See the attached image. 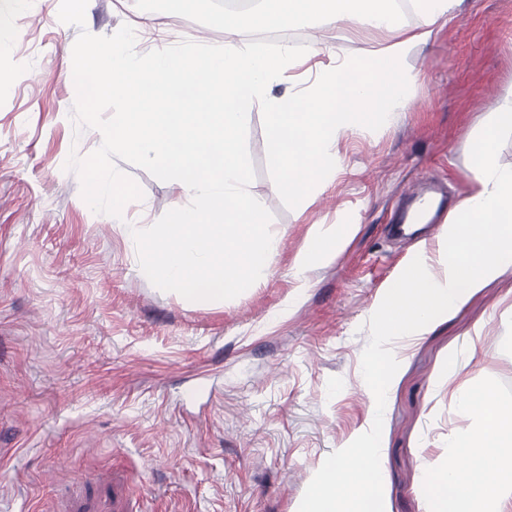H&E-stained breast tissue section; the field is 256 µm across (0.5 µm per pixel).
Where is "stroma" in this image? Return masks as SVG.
Returning a JSON list of instances; mask_svg holds the SVG:
<instances>
[{"label": "stroma", "mask_w": 512, "mask_h": 512, "mask_svg": "<svg viewBox=\"0 0 512 512\" xmlns=\"http://www.w3.org/2000/svg\"><path fill=\"white\" fill-rule=\"evenodd\" d=\"M219 0H0V512H299L348 448L376 435L380 512H428L450 439L476 423L467 391L512 402V274L477 289L420 336H381L384 287L437 225L394 237L403 208L435 183L456 203L471 146L512 128L495 108L512 85V0H458L403 62L413 80L389 122L342 136V167L312 204L272 191L269 116L242 134L251 194L279 235L266 281L190 304L150 277L106 206L86 202L120 171L126 223L157 232L180 199L155 166L103 148L125 102L89 96L65 62L138 31L143 54L219 45ZM379 35L309 30L300 58L368 74ZM354 224L337 258L291 267L315 226Z\"/></svg>", "instance_id": "1"}]
</instances>
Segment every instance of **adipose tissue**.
<instances>
[{
    "instance_id": "adipose-tissue-1",
    "label": "adipose tissue",
    "mask_w": 512,
    "mask_h": 512,
    "mask_svg": "<svg viewBox=\"0 0 512 512\" xmlns=\"http://www.w3.org/2000/svg\"><path fill=\"white\" fill-rule=\"evenodd\" d=\"M456 0H422L426 22L404 29L371 0H260L259 12H224L217 51L144 55L129 37L90 44L77 59L99 92L120 93L124 112L99 136L112 151L151 160L168 176L185 206L174 209L145 263L155 279L203 305L259 286L267 277L274 236L251 196L242 133L253 104L271 121L267 154L274 192L308 206L341 166L340 135L386 121L407 102L401 67L410 46L428 41ZM344 21L390 37L376 52L369 76L347 64H319L307 87L275 94L296 63L290 47L252 52L241 32L318 27ZM356 231L333 224L317 231L294 262L296 278L333 259ZM438 270L424 257L407 264L389 285L380 315L384 335L418 336L432 318L458 309L476 290L512 271V167L499 162L493 139L479 141L469 189L438 237ZM459 413L476 419L472 434L452 441L437 469L434 512H512V404L483 390L461 396ZM374 437L329 465L301 512H376L371 489L378 475Z\"/></svg>"
}]
</instances>
